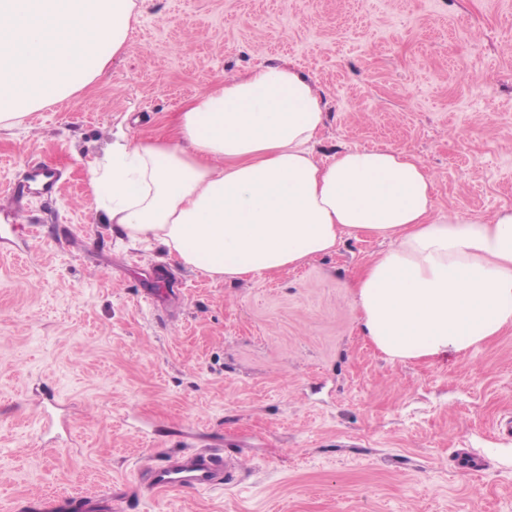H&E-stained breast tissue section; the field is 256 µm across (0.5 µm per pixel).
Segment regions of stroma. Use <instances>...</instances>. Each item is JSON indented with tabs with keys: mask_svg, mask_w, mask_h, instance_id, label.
<instances>
[{
	"mask_svg": "<svg viewBox=\"0 0 512 512\" xmlns=\"http://www.w3.org/2000/svg\"><path fill=\"white\" fill-rule=\"evenodd\" d=\"M261 64L316 82L317 157L393 147L435 211L512 209V0H142L100 78L0 129V512H512V327L394 364L349 289L386 241L214 282L99 209L88 169L117 132L161 135ZM201 448L241 460L233 484L139 481ZM58 509L66 512H109L112 505L100 499L80 497L61 503Z\"/></svg>",
	"mask_w": 512,
	"mask_h": 512,
	"instance_id": "stroma-1",
	"label": "stroma"
}]
</instances>
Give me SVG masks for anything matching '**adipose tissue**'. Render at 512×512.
<instances>
[{
    "mask_svg": "<svg viewBox=\"0 0 512 512\" xmlns=\"http://www.w3.org/2000/svg\"><path fill=\"white\" fill-rule=\"evenodd\" d=\"M138 0H0V129L85 89L126 49ZM327 113L300 70L260 65L189 100L168 134H118L89 169L129 244L211 280L277 274L364 234L390 246L350 288L390 362L433 361L512 327V209L435 213L413 155L313 146Z\"/></svg>",
    "mask_w": 512,
    "mask_h": 512,
    "instance_id": "obj_1",
    "label": "adipose tissue"
}]
</instances>
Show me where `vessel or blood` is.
Listing matches in <instances>:
<instances>
[{"instance_id":"1","label":"vessel or blood","mask_w":512,"mask_h":512,"mask_svg":"<svg viewBox=\"0 0 512 512\" xmlns=\"http://www.w3.org/2000/svg\"><path fill=\"white\" fill-rule=\"evenodd\" d=\"M237 464L230 453L220 448H205L190 455L169 457L150 466L149 487L155 492L171 490H210L230 485ZM62 512H110L108 502L80 497L61 503Z\"/></svg>"}]
</instances>
